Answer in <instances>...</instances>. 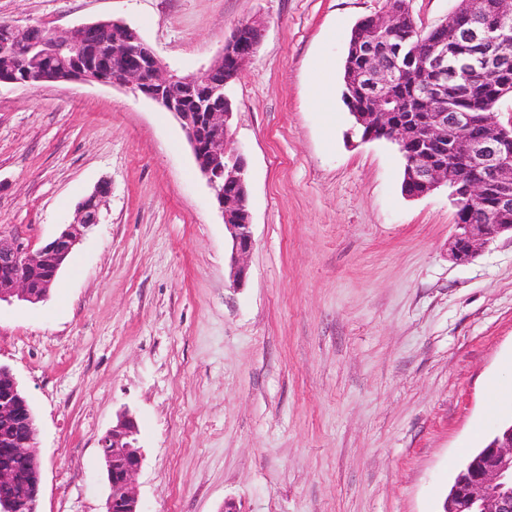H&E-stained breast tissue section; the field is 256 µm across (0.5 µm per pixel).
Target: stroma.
Returning a JSON list of instances; mask_svg holds the SVG:
<instances>
[{"label": "stroma", "mask_w": 512, "mask_h": 512, "mask_svg": "<svg viewBox=\"0 0 512 512\" xmlns=\"http://www.w3.org/2000/svg\"><path fill=\"white\" fill-rule=\"evenodd\" d=\"M384 0H0V21L134 27L180 74L240 22L232 86L254 248L231 240L179 121L125 86L0 88V230L42 247L110 185L47 300L0 303V366L33 410L37 512H105L99 441L138 423L143 512H441L512 417V236L448 256L447 187L410 199L387 140H351L343 65ZM330 68L331 109L307 87Z\"/></svg>", "instance_id": "obj_1"}]
</instances>
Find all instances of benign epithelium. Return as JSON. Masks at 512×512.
<instances>
[{
    "mask_svg": "<svg viewBox=\"0 0 512 512\" xmlns=\"http://www.w3.org/2000/svg\"><path fill=\"white\" fill-rule=\"evenodd\" d=\"M407 11L408 0H398L394 8L366 16L355 26L351 49L360 63L355 88L361 105L353 115L364 130V141L373 140L379 132L402 151L418 146L407 158L406 196L420 198L443 185L454 188L456 211L448 254L456 262H466L499 235L512 233V224L467 223L464 208L468 201H484L497 214L512 212V121L505 126L494 112L448 111V80L431 75L444 69L450 56L476 68L508 69L512 62L500 54V44L512 28V0H484V21L463 38L430 41L420 37L405 59L401 49L388 45L386 36L397 31V16ZM33 28V24L23 29L9 26L0 40V51L20 56L24 66L47 59L52 64L36 69L32 77L0 74V85L26 86L33 81L119 84L172 113L185 131L196 166L231 238L233 281H245L244 257L254 245L247 204L248 162L241 150L230 146L233 109L226 88L240 78L256 55L263 29L250 21L240 23L225 41L218 62L181 76L168 69L137 30L121 20L75 25L39 43L28 41ZM414 81L420 84L424 102L444 101L441 111L412 112L410 100L394 94V86ZM459 128L472 132L461 162L449 164L433 157V150L447 146ZM109 192L108 183L97 185L79 203L76 221L39 249L21 232L0 231V269L8 270L0 278V301H37L31 291L34 283L41 289V299H46L69 256L93 228L88 213L100 209ZM0 420L20 421L28 429L25 439L0 444V484H9L15 474L8 458L37 459L39 455L29 405L15 377L4 367H0ZM138 435L136 419L122 413L100 440L112 487L106 512H142L133 486L143 462ZM443 512H512V424L500 426L487 445L464 464Z\"/></svg>",
    "mask_w": 512,
    "mask_h": 512,
    "instance_id": "7a95c632",
    "label": "benign epithelium"
}]
</instances>
